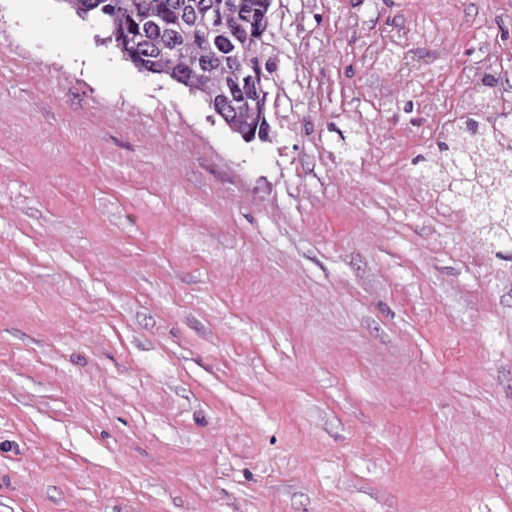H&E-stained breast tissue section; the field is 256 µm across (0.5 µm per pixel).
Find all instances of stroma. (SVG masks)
<instances>
[{
	"mask_svg": "<svg viewBox=\"0 0 512 512\" xmlns=\"http://www.w3.org/2000/svg\"><path fill=\"white\" fill-rule=\"evenodd\" d=\"M27 5L0 0V512H512V262L415 162L433 100L512 111V0H272L249 143ZM497 89L493 85H489L485 92V95L479 101H470L467 99H458L456 101L457 109L460 112L472 113L477 112L479 114H484L485 112H492L490 110V105L492 102L496 100Z\"/></svg>",
	"mask_w": 512,
	"mask_h": 512,
	"instance_id": "obj_1",
	"label": "stroma"
}]
</instances>
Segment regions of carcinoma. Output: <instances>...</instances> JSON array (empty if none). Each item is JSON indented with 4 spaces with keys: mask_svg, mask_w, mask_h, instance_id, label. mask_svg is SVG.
<instances>
[{
    "mask_svg": "<svg viewBox=\"0 0 512 512\" xmlns=\"http://www.w3.org/2000/svg\"><path fill=\"white\" fill-rule=\"evenodd\" d=\"M80 17H95L128 62L141 72L169 77L199 95L219 117L231 105V122L245 142L264 136L267 99L252 93L243 74L268 82L266 53L271 0H61ZM453 174L448 193L499 238L512 242V189L495 179L487 156L512 153L507 129L468 117L460 133L440 146Z\"/></svg>",
    "mask_w": 512,
    "mask_h": 512,
    "instance_id": "1",
    "label": "carcinoma"
}]
</instances>
